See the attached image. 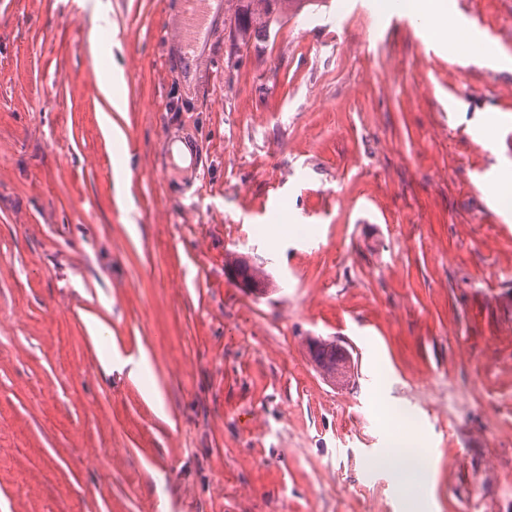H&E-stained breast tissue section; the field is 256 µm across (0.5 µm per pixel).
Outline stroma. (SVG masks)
Wrapping results in <instances>:
<instances>
[{
	"label": "stroma",
	"mask_w": 512,
	"mask_h": 512,
	"mask_svg": "<svg viewBox=\"0 0 512 512\" xmlns=\"http://www.w3.org/2000/svg\"><path fill=\"white\" fill-rule=\"evenodd\" d=\"M449 4L497 39L308 0L231 70L221 24L191 78L181 0H0V512H512V10ZM414 431L422 477L382 462ZM122 84V70L115 66H113L112 71L106 73L98 83L101 94L109 101L114 112L125 111L126 102L118 90ZM309 352L317 366L328 375H335L338 367H344L346 370L347 357L345 351L333 341L310 340ZM103 369L106 373H112L114 370L122 371L130 366V376L138 378L150 372L151 359L146 351H142L137 359H122L117 355H109L102 361Z\"/></svg>",
	"instance_id": "1"
}]
</instances>
